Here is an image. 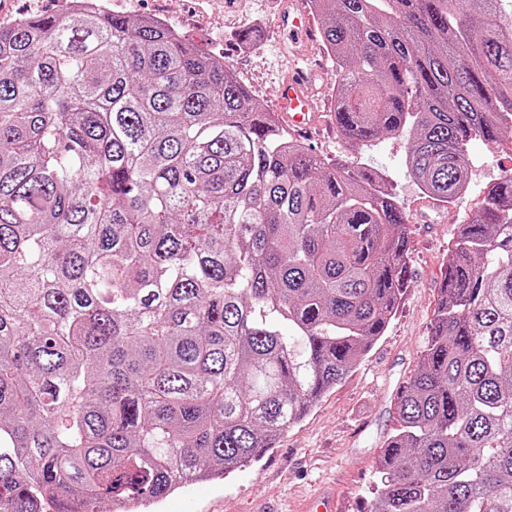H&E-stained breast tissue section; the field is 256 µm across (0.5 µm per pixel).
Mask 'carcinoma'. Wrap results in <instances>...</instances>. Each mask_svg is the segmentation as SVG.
I'll return each instance as SVG.
<instances>
[{"label": "carcinoma", "mask_w": 512, "mask_h": 512, "mask_svg": "<svg viewBox=\"0 0 512 512\" xmlns=\"http://www.w3.org/2000/svg\"><path fill=\"white\" fill-rule=\"evenodd\" d=\"M0 25V512H148L256 461L384 336L406 215L106 0ZM355 144L441 203L512 131V0H308ZM369 512H512V173L449 249Z\"/></svg>", "instance_id": "obj_1"}]
</instances>
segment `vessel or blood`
Segmentation results:
<instances>
[{"label":"vessel or blood","instance_id":"1","mask_svg":"<svg viewBox=\"0 0 512 512\" xmlns=\"http://www.w3.org/2000/svg\"><path fill=\"white\" fill-rule=\"evenodd\" d=\"M275 33L292 58L287 74L282 78L278 109L286 116L290 126L306 130L315 119V106L311 96L312 75L302 66L314 40L310 17L300 0H289L280 10Z\"/></svg>","mask_w":512,"mask_h":512}]
</instances>
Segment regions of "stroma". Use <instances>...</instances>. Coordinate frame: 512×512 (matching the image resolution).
Returning a JSON list of instances; mask_svg holds the SVG:
<instances>
[{"mask_svg":"<svg viewBox=\"0 0 512 512\" xmlns=\"http://www.w3.org/2000/svg\"><path fill=\"white\" fill-rule=\"evenodd\" d=\"M284 0H107L117 13L160 17L181 38L223 58L264 111L276 109L278 80L288 64L269 38ZM265 38L243 43L245 28ZM310 62L319 129L302 143L321 157L355 159L376 167L402 203L409 224L410 286L384 336L365 360L327 393L301 421L291 424L258 461L224 479L199 481L156 504L155 512H304L307 500L324 490L336 512H368L379 483L375 461L395 422L399 392L418 369L437 306V289L448 265V245L460 211H477L489 187L512 169V139L468 146L469 194L440 204L420 190L406 168L408 142L381 138L368 146L346 140L331 119L335 82L321 42Z\"/></svg>","mask_w":512,"mask_h":512,"instance_id":"obj_1","label":"stroma"}]
</instances>
